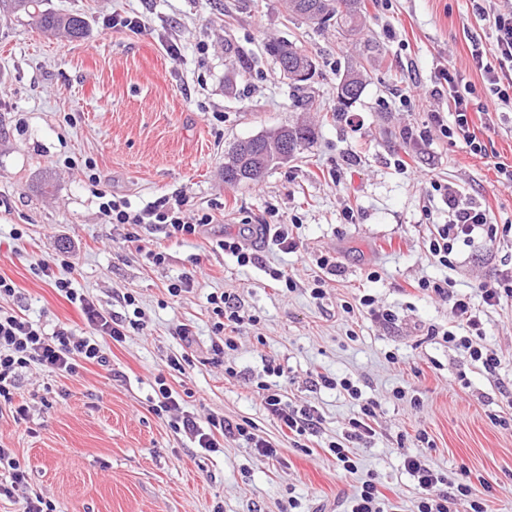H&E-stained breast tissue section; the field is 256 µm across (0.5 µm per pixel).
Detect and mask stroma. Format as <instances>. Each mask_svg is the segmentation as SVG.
I'll return each instance as SVG.
<instances>
[{
  "mask_svg": "<svg viewBox=\"0 0 512 512\" xmlns=\"http://www.w3.org/2000/svg\"><path fill=\"white\" fill-rule=\"evenodd\" d=\"M44 6L82 15L89 30L75 40L42 32L23 14L0 17V276L16 285L0 306L48 331L85 332L78 308L54 286L68 277L105 312L123 313L120 298L132 294L145 327L104 344L109 367L66 377L37 365L22 371L13 410L0 414V444L26 465L29 491L57 512H348L372 478L387 488L383 512H417L405 448L443 475L467 468L472 486L492 485L491 512H512V299L483 317L501 360L489 373L444 341L447 299L417 288L446 279L469 293L512 268V237L458 246L447 267L428 254L430 225L448 220L435 184L486 206L497 224L512 223V191L495 168L512 164V109L494 114L490 129L475 120L490 152L473 155L433 129V113L449 124L453 112L447 96L431 94L444 69L481 83L470 49L492 54L484 16L512 9V0H367V24L353 40L287 16L283 0ZM114 15L139 17L146 28L106 27ZM273 38L302 44L317 60L305 89L317 111L302 112L265 53ZM173 42L179 54L169 53ZM351 65L367 71V82L340 112L337 85ZM302 120L316 126L311 145L259 183L225 184L224 155L235 143ZM407 127L430 128V137L406 140ZM94 176L133 206L179 193L217 221L192 238L142 228L130 240V226L101 214ZM273 218L296 223V252L265 241L260 226ZM226 235L241 236L257 263L239 266L218 248ZM156 252L163 264L153 262ZM69 255L72 271L59 264ZM322 255L335 259L334 272L317 267ZM43 258L57 259L52 276L38 273ZM273 269L294 289L272 280ZM185 273L190 292L170 297L168 285ZM318 277L324 295L315 299ZM222 292L237 296L243 322L236 350L217 365L208 298ZM365 294L373 309L360 306ZM378 310L392 320L375 318ZM182 354L186 371L167 369V357ZM269 360L288 374V402L321 418L306 447L282 435L261 404L256 384ZM229 365L236 377H225ZM317 371L351 378L381 402L375 436L354 449L355 473L327 449L343 440L353 405L312 386ZM160 373L188 392L183 408L198 422L211 414L249 422L279 443V459L259 457L240 438L208 452L174 434L168 416L152 410ZM397 389L405 398H394Z\"/></svg>",
  "mask_w": 512,
  "mask_h": 512,
  "instance_id": "35a3bbf8",
  "label": "stroma"
}]
</instances>
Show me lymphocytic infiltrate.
<instances>
[{"label":"lymphocytic infiltrate","instance_id":"1","mask_svg":"<svg viewBox=\"0 0 512 512\" xmlns=\"http://www.w3.org/2000/svg\"><path fill=\"white\" fill-rule=\"evenodd\" d=\"M496 32L493 59H485L480 50H472L471 58L476 68L483 71L489 85V95L479 105H472L468 96L460 92L456 74L444 77L448 96L454 104V120L449 124H440L439 131L449 143H464L470 153L486 155L487 146L471 128L469 113L478 110L483 115L499 112L503 106L512 104V85L503 86L506 72L512 71V11L496 15L492 21ZM448 202V221L435 224L430 228L428 251L443 266L450 265L451 256L458 244H470L475 239L486 243L496 242L499 235L511 234L512 225H495L489 210L476 202L464 198L455 187L442 188ZM99 200V210L109 223L126 224L135 228L148 226L170 235L191 237L198 235L201 228L214 223L215 216L206 210L188 211L183 195L163 196L148 203L143 209H133L125 198L99 189L95 192ZM57 290L71 302L77 303L83 313L89 335L83 336L72 327L63 325L52 333L21 316L15 310L0 308V400L11 402L19 373L22 369L37 364L50 372L63 376L78 373L84 365L109 366L110 361L103 351L104 339L113 343H123L132 330L144 327L142 310L136 305L133 295L123 297L130 314L115 316L102 312L86 295L75 291L71 282L65 278L54 282ZM419 289L448 299L451 330L445 331L444 339L456 349L468 355L472 362L481 364L484 370L492 371L500 363L495 350L483 344L485 335L482 308H494L505 299L512 298V272L504 271L493 280L481 283L477 288L481 305H474L471 296L454 293L451 282L424 280ZM208 302L214 318L215 337L211 344L213 361L224 365L227 376H235L233 367L225 366L226 352L236 350L237 344L231 334L241 321L239 305L235 296L230 294L210 295ZM315 385L327 389H339L352 400L355 413L349 420L350 430L346 442H330L329 452L337 463L348 473L355 472L350 442H361L374 436L371 421L379 405L378 400L364 397L361 389L350 378H336L326 374L317 375ZM157 402L153 410L159 415H168L169 425L174 433L189 438L198 447L215 452L224 446L225 438L235 436L246 438L253 444L258 455L273 458L277 455L274 443L250 433L242 424L228 418L209 415L205 423H198L193 414L182 408L181 395L166 382L164 375L155 378ZM262 392V405L268 416L280 428L289 433L302 436L316 435L320 429V418L314 409L296 407L285 402L279 390L269 383L258 382ZM404 467L413 478L420 497L417 512H453L455 501L465 499L469 502L470 512H487L484 498L475 497L470 483L459 478L446 477L436 472L421 456L408 454L404 457ZM0 472L6 473V482H0V496L21 495L22 512H55L53 504L43 495L26 493L27 473L24 464L16 457L13 449L0 445Z\"/></svg>","mask_w":512,"mask_h":512}]
</instances>
